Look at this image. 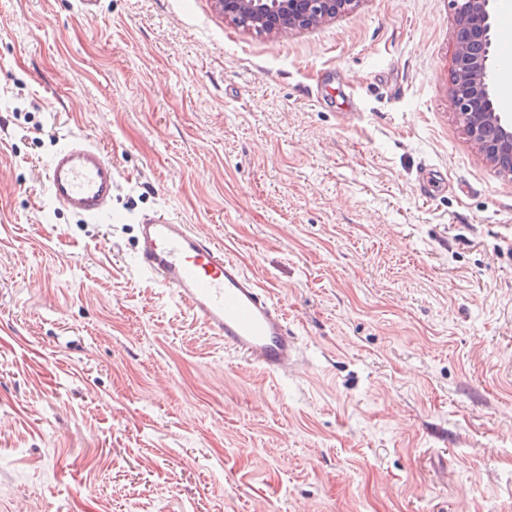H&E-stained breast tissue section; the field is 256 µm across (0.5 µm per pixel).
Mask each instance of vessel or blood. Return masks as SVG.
<instances>
[{
  "instance_id": "1",
  "label": "vessel or blood",
  "mask_w": 512,
  "mask_h": 512,
  "mask_svg": "<svg viewBox=\"0 0 512 512\" xmlns=\"http://www.w3.org/2000/svg\"><path fill=\"white\" fill-rule=\"evenodd\" d=\"M46 183L53 201L99 220L110 210L117 176L107 152L70 135L51 157ZM140 270L173 292L225 347L272 375H285L300 355V339L269 290L218 247L209 233L152 214L138 220Z\"/></svg>"
}]
</instances>
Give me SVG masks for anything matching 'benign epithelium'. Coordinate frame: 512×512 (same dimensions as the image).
I'll list each match as a JSON object with an SVG mask.
<instances>
[{"mask_svg":"<svg viewBox=\"0 0 512 512\" xmlns=\"http://www.w3.org/2000/svg\"><path fill=\"white\" fill-rule=\"evenodd\" d=\"M360 0H215L236 25L264 34L317 27L352 10ZM456 28L451 99L473 148L498 171L512 167V113L496 97L493 0H451Z\"/></svg>","mask_w":512,"mask_h":512,"instance_id":"7a95c632","label":"benign epithelium"}]
</instances>
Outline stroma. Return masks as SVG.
Segmentation results:
<instances>
[{
  "label": "stroma",
  "mask_w": 512,
  "mask_h": 512,
  "mask_svg": "<svg viewBox=\"0 0 512 512\" xmlns=\"http://www.w3.org/2000/svg\"><path fill=\"white\" fill-rule=\"evenodd\" d=\"M454 27L0 0V512H512V175L455 114ZM70 133L112 222L48 196ZM166 210L283 304L288 375L133 268Z\"/></svg>",
  "instance_id": "obj_1"
}]
</instances>
